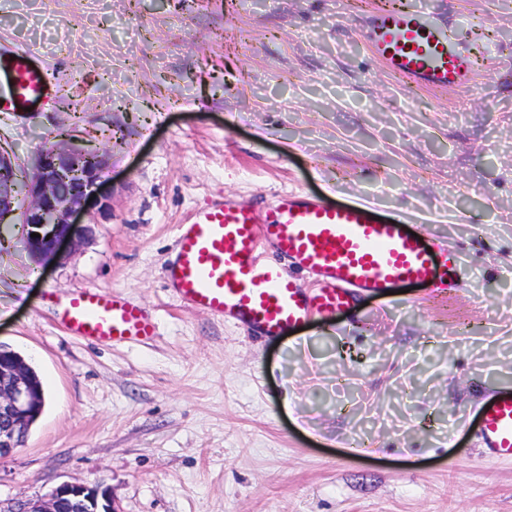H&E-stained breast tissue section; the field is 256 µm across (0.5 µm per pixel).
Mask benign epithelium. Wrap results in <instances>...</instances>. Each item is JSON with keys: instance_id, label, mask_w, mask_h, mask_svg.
Listing matches in <instances>:
<instances>
[{"instance_id": "7a95c632", "label": "benign epithelium", "mask_w": 512, "mask_h": 512, "mask_svg": "<svg viewBox=\"0 0 512 512\" xmlns=\"http://www.w3.org/2000/svg\"><path fill=\"white\" fill-rule=\"evenodd\" d=\"M107 166L95 151L48 143L40 150L32 175H18L0 152V229L26 226L30 254L56 258L66 242H79L86 230L76 217L92 204L109 208L104 191ZM39 395L20 366L0 358V460L21 446L22 426L39 406ZM0 512H120L106 489L83 481L66 482L46 498L19 501Z\"/></svg>"}]
</instances>
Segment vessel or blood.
<instances>
[{
    "instance_id": "1",
    "label": "vessel or blood",
    "mask_w": 512,
    "mask_h": 512,
    "mask_svg": "<svg viewBox=\"0 0 512 512\" xmlns=\"http://www.w3.org/2000/svg\"><path fill=\"white\" fill-rule=\"evenodd\" d=\"M369 44L386 68L420 87L460 89L475 75L470 54L447 27L418 9L374 16ZM48 92L34 51L0 55V112H24ZM268 248L306 272L314 292L266 262ZM438 251L409 232L401 213L383 219L364 202L335 205L290 192L261 211L224 202L197 210L176 227L166 277L180 303L275 338L302 330L314 316L334 318L361 295L381 298L407 285L456 288ZM60 322L68 335L93 344L138 343L157 334L149 312L102 288L69 300ZM479 417V447L491 459L512 461V391L492 395Z\"/></svg>"
}]
</instances>
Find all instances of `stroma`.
Wrapping results in <instances>:
<instances>
[{
    "mask_svg": "<svg viewBox=\"0 0 512 512\" xmlns=\"http://www.w3.org/2000/svg\"><path fill=\"white\" fill-rule=\"evenodd\" d=\"M392 5L446 26L474 81L431 90L374 59ZM28 49L50 96L0 112V148L28 176L43 143L83 136L111 208L55 263L20 224L0 249V344L45 396L0 501L84 481L120 512H512V462L477 446L478 407L512 390V0H0V53ZM288 192L404 212L454 255L456 290L274 339L174 300L175 224ZM93 288L156 336L67 335L60 304Z\"/></svg>",
    "mask_w": 512,
    "mask_h": 512,
    "instance_id": "obj_1",
    "label": "stroma"
}]
</instances>
